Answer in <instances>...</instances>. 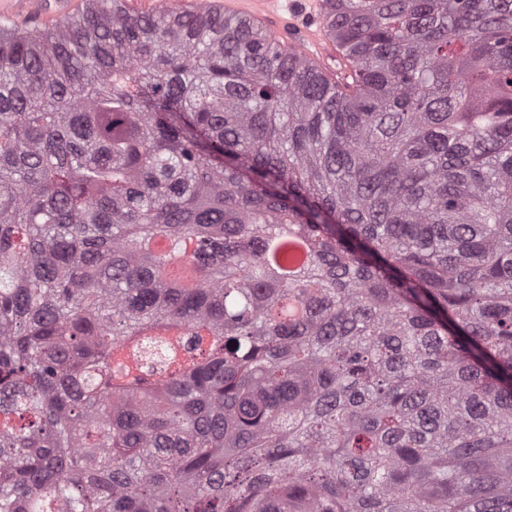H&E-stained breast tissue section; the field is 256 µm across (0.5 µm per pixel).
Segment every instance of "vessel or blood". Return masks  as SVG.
Segmentation results:
<instances>
[{"instance_id": "b4317fda", "label": "vessel or blood", "mask_w": 512, "mask_h": 512, "mask_svg": "<svg viewBox=\"0 0 512 512\" xmlns=\"http://www.w3.org/2000/svg\"><path fill=\"white\" fill-rule=\"evenodd\" d=\"M178 4L199 12L216 10L249 19L272 39L286 41L324 70L342 62L324 29L325 0H178ZM72 8V0H0V20L47 23L67 15Z\"/></svg>"}]
</instances>
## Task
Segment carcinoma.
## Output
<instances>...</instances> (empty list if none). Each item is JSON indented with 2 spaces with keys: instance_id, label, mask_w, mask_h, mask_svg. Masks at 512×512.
Here are the masks:
<instances>
[{
  "instance_id": "carcinoma-1",
  "label": "carcinoma",
  "mask_w": 512,
  "mask_h": 512,
  "mask_svg": "<svg viewBox=\"0 0 512 512\" xmlns=\"http://www.w3.org/2000/svg\"><path fill=\"white\" fill-rule=\"evenodd\" d=\"M327 5L0 23V512H512V0ZM195 11L218 10L255 22L272 39L316 61L327 72L336 74L342 58L326 35L325 0H179L168 2ZM334 65V66H333ZM336 65V66H335Z\"/></svg>"
}]
</instances>
